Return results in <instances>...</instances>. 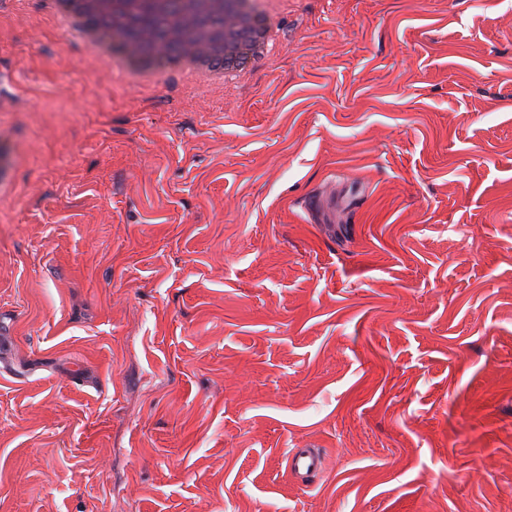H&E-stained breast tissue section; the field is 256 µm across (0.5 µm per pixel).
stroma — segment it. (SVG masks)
Instances as JSON below:
<instances>
[{"instance_id":"1","label":"stroma","mask_w":512,"mask_h":512,"mask_svg":"<svg viewBox=\"0 0 512 512\" xmlns=\"http://www.w3.org/2000/svg\"><path fill=\"white\" fill-rule=\"evenodd\" d=\"M276 23L206 90L0 0V512H512V0ZM286 459L288 470L302 486H309L325 467L324 455L315 448H291Z\"/></svg>"}]
</instances>
